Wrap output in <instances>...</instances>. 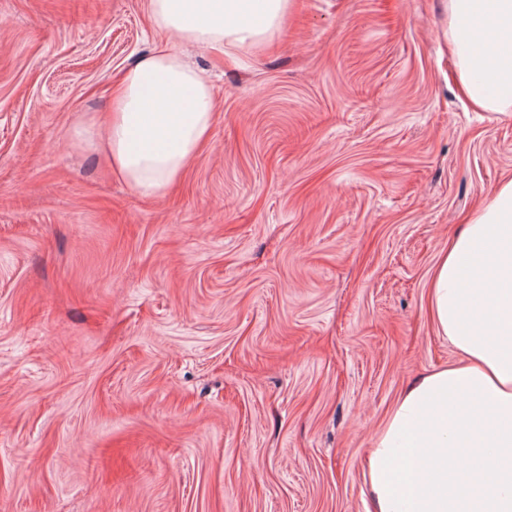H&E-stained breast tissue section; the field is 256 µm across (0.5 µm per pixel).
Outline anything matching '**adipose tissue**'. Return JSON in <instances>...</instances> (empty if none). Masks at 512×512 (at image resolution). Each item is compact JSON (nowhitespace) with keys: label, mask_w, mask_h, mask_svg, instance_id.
<instances>
[{"label":"adipose tissue","mask_w":512,"mask_h":512,"mask_svg":"<svg viewBox=\"0 0 512 512\" xmlns=\"http://www.w3.org/2000/svg\"><path fill=\"white\" fill-rule=\"evenodd\" d=\"M295 0H149L171 40L262 47ZM458 85L476 108L512 112V0H445ZM211 86L162 46L122 76L96 134L111 170L166 194L207 144ZM430 308L456 363L415 380L371 439L366 512H512V179L448 242Z\"/></svg>","instance_id":"obj_1"}]
</instances>
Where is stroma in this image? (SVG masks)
I'll return each mask as SVG.
<instances>
[{
    "instance_id": "35a3bbf8",
    "label": "stroma",
    "mask_w": 512,
    "mask_h": 512,
    "mask_svg": "<svg viewBox=\"0 0 512 512\" xmlns=\"http://www.w3.org/2000/svg\"><path fill=\"white\" fill-rule=\"evenodd\" d=\"M444 0H297L213 84L167 194L85 130L165 43L149 0H0V512H364L371 437L456 361L449 237L512 176Z\"/></svg>"
}]
</instances>
